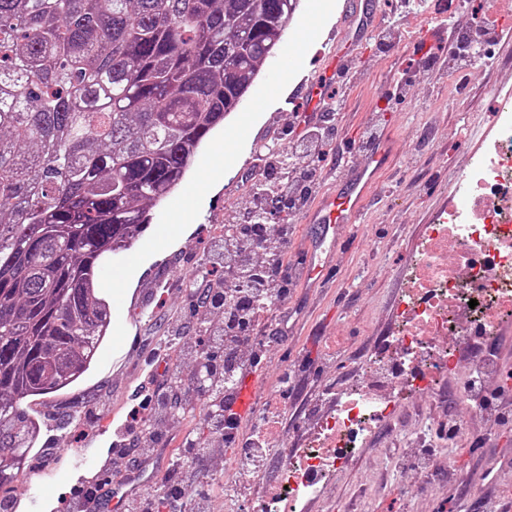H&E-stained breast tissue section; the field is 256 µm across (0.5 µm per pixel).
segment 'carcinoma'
<instances>
[{
  "instance_id": "cac0c4a2",
  "label": "carcinoma",
  "mask_w": 512,
  "mask_h": 512,
  "mask_svg": "<svg viewBox=\"0 0 512 512\" xmlns=\"http://www.w3.org/2000/svg\"><path fill=\"white\" fill-rule=\"evenodd\" d=\"M300 0H0V490L109 335L97 271L150 223L235 111ZM224 274L200 299L222 314ZM224 411L235 377L199 344Z\"/></svg>"
}]
</instances>
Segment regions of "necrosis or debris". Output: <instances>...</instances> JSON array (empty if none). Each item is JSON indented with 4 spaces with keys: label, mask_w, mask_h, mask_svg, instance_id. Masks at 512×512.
<instances>
[{
    "label": "necrosis or debris",
    "mask_w": 512,
    "mask_h": 512,
    "mask_svg": "<svg viewBox=\"0 0 512 512\" xmlns=\"http://www.w3.org/2000/svg\"><path fill=\"white\" fill-rule=\"evenodd\" d=\"M465 181L466 199L427 225L407 260L397 325L372 351L357 385L332 389V405L304 447L244 436V449L256 465H242L234 456L222 473H205L209 493L195 512H295L320 501L338 472L357 465L362 477L344 502L345 512H366L378 467L398 473L415 469L406 489L428 502L433 489L425 483L426 449L435 435L427 415L444 401L442 386L451 376L459 383L463 411L459 435L474 433L479 422L512 423V412L482 407L476 399L482 384L503 374L487 343L512 323V107L498 109L494 135ZM409 403L419 415L405 432L403 457L368 463L375 433L394 425ZM270 472L271 491L248 500L249 488Z\"/></svg>",
    "instance_id": "necrosis-or-debris-1"
}]
</instances>
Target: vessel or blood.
<instances>
[{"label":"vessel or blood","instance_id":"1","mask_svg":"<svg viewBox=\"0 0 512 512\" xmlns=\"http://www.w3.org/2000/svg\"><path fill=\"white\" fill-rule=\"evenodd\" d=\"M352 27L349 31L350 40L364 37L376 14L374 6L358 8L349 6ZM391 157L389 142H382L370 152L366 165L349 169L345 178L340 181L336 192L328 194L320 200L310 212L311 223L317 224L319 233L315 240L313 261L311 263V279H319L324 265L323 256L333 245L341 227L352 223L359 215L369 194L378 184L379 176L386 168ZM266 385L264 371L244 372L235 393L232 410L238 418H245L252 412L258 393Z\"/></svg>","mask_w":512,"mask_h":512}]
</instances>
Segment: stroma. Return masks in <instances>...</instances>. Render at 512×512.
Segmentation results:
<instances>
[{"label": "stroma", "instance_id": "35a3bbf8", "mask_svg": "<svg viewBox=\"0 0 512 512\" xmlns=\"http://www.w3.org/2000/svg\"><path fill=\"white\" fill-rule=\"evenodd\" d=\"M328 2L329 9L315 11L313 0H302L290 27L310 24L315 39L298 52L283 41L267 60L238 112L203 142L181 186L150 208L151 222L134 245L137 260L121 268L112 258L102 264L98 281L112 314L110 337L77 385L30 401L42 431L12 494L16 512H69L78 487L96 488L98 512H107L113 473L125 462L102 440L126 424L139 393L168 365L163 337L204 318L193 287L213 271L211 248L225 224L247 215L255 159L273 145L292 149L304 134L295 104L320 81L324 56L347 31L346 0ZM480 12L492 14L498 25L481 55L463 48L469 82L460 87L450 65H424L417 44L428 19L443 18L462 34ZM511 36L512 0H466L458 10L449 9L448 0H414L404 13L396 11L395 0H380L375 33L348 45L354 65L334 115L338 143L310 160L312 196L332 190L343 168L364 162L369 132L391 141L393 161L338 237L322 283L297 280L278 310L289 330L270 351L268 382H275L277 368L336 351L335 362L296 381L280 427L288 447L301 446L315 415L328 408V391L354 385L369 351L389 334L406 257L424 225L453 204L455 184L479 150L481 135L490 132L500 103L512 101V51L504 46ZM287 64L292 70L285 76ZM229 137L235 140L230 149L224 146ZM165 430L167 443L145 460L137 491L151 487L182 446L184 424L172 420ZM453 455L456 477L436 482L434 506L452 498L458 512H485L490 484L484 476L499 459H512V426L475 433ZM49 457L54 467L44 484L54 488L56 500L45 509L33 479Z\"/></svg>", "mask_w": 512, "mask_h": 512}]
</instances>
